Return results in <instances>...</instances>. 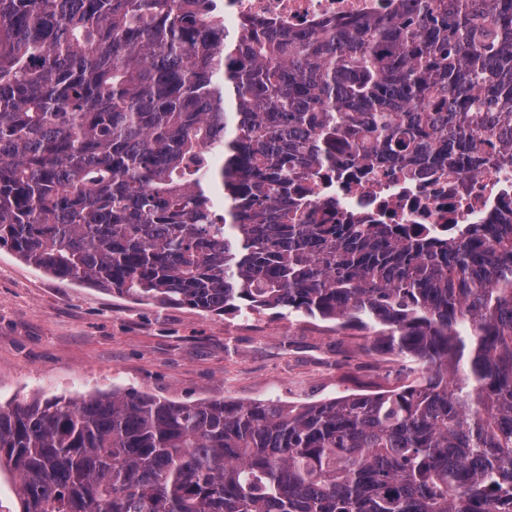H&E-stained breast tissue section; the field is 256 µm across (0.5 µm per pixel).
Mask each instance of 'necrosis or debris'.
I'll use <instances>...</instances> for the list:
<instances>
[{
    "label": "necrosis or debris",
    "instance_id": "1",
    "mask_svg": "<svg viewBox=\"0 0 512 512\" xmlns=\"http://www.w3.org/2000/svg\"><path fill=\"white\" fill-rule=\"evenodd\" d=\"M397 0H224V26L257 35H305L393 18ZM309 223L332 224L346 213L378 224H402L450 236L464 224H490L512 209V167L473 152L461 164L423 158L412 165L344 156L340 169H321L308 183Z\"/></svg>",
    "mask_w": 512,
    "mask_h": 512
}]
</instances>
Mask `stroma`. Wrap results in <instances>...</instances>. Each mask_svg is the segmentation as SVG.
Masks as SVG:
<instances>
[{
	"instance_id": "35a3bbf8",
	"label": "stroma",
	"mask_w": 512,
	"mask_h": 512,
	"mask_svg": "<svg viewBox=\"0 0 512 512\" xmlns=\"http://www.w3.org/2000/svg\"><path fill=\"white\" fill-rule=\"evenodd\" d=\"M359 331L273 313L250 317L137 304L59 282L0 247V405L78 400L115 388L177 402H306L380 383L385 349L358 351Z\"/></svg>"
}]
</instances>
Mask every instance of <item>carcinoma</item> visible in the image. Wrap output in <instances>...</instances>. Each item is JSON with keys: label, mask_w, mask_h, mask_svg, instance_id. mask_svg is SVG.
I'll return each instance as SVG.
<instances>
[{"label": "carcinoma", "mask_w": 512, "mask_h": 512, "mask_svg": "<svg viewBox=\"0 0 512 512\" xmlns=\"http://www.w3.org/2000/svg\"><path fill=\"white\" fill-rule=\"evenodd\" d=\"M512 164V0L304 36L219 0H0V246L62 282L365 332L413 380L317 403L114 389L0 406L21 512H512V218L306 224L305 175Z\"/></svg>", "instance_id": "cac0c4a2"}]
</instances>
